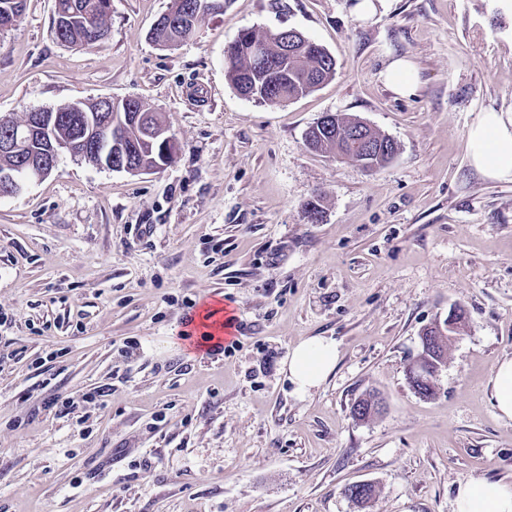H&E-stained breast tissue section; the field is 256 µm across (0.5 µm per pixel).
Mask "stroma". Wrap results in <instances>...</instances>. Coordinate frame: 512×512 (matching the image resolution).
Returning a JSON list of instances; mask_svg holds the SVG:
<instances>
[{"mask_svg":"<svg viewBox=\"0 0 512 512\" xmlns=\"http://www.w3.org/2000/svg\"><path fill=\"white\" fill-rule=\"evenodd\" d=\"M352 2L231 0L171 48L148 33L172 0H112L99 47L56 38L54 0L0 32V117L136 98L176 144L144 174L65 155L0 197V512H453L460 481L512 482L490 387L512 357V182L465 152L481 112L512 109V0H385L368 20ZM245 29L301 32L335 76L242 97L225 55ZM395 57L414 96L381 79ZM326 113L396 157L369 172L310 150ZM214 294L245 333L206 364L180 332ZM456 305L467 327L427 400L407 367ZM313 336L338 361L299 394L284 362ZM368 393L384 409L356 420ZM51 398L80 405L60 418ZM358 482L364 508L344 493ZM381 76L384 82L402 97L414 95L418 88L417 69L405 58L392 59Z\"/></svg>","mask_w":512,"mask_h":512,"instance_id":"obj_1","label":"stroma"}]
</instances>
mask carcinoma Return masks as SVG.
<instances>
[{
	"label": "carcinoma",
	"instance_id": "carcinoma-1",
	"mask_svg": "<svg viewBox=\"0 0 512 512\" xmlns=\"http://www.w3.org/2000/svg\"><path fill=\"white\" fill-rule=\"evenodd\" d=\"M230 0H173L169 16L175 20L189 15L181 27H163L154 32L152 41L162 47L194 38L202 21L209 15L224 12ZM101 0H55L54 16L65 15L70 21L64 24L65 32H55L57 38L71 46L95 47L102 45L109 36L107 17L109 11L99 8ZM26 9V0H0V16L8 14L11 23H16ZM336 63L327 50L305 37L298 40L292 52H283L282 35L279 32L259 34L253 30L241 31L228 47L226 75L235 90L243 97L259 102H288L314 91L335 75ZM141 114L138 124L126 119L124 101L112 104V124L124 129L123 142L128 150V159L135 168L145 172L156 169L163 163L162 147L145 141L146 133L168 134L164 122L146 107L137 102ZM69 116L54 128L55 138L69 140L76 126L71 117V105L56 109ZM363 124L358 118L333 114L331 129L312 126L305 134L306 145L322 153L356 161L364 160L367 168L377 170L389 164L397 154V143L380 131L372 130L375 140L385 142V149L363 157L349 145L350 131Z\"/></svg>",
	"mask_w": 512,
	"mask_h": 512
}]
</instances>
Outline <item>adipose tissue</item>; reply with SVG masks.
<instances>
[{
    "label": "adipose tissue",
    "instance_id": "obj_1",
    "mask_svg": "<svg viewBox=\"0 0 512 512\" xmlns=\"http://www.w3.org/2000/svg\"><path fill=\"white\" fill-rule=\"evenodd\" d=\"M470 163L486 178L512 180V111L490 110L480 115L466 136ZM338 359L335 341L313 337L296 344L284 369L297 393L318 387L333 371ZM453 512H512V483L463 480L457 486Z\"/></svg>",
    "mask_w": 512,
    "mask_h": 512
}]
</instances>
